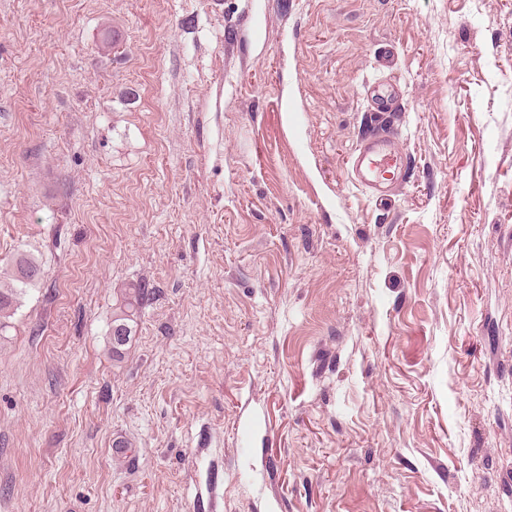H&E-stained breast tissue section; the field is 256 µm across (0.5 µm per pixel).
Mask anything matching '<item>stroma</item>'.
I'll return each instance as SVG.
<instances>
[{
  "instance_id": "stroma-1",
  "label": "stroma",
  "mask_w": 512,
  "mask_h": 512,
  "mask_svg": "<svg viewBox=\"0 0 512 512\" xmlns=\"http://www.w3.org/2000/svg\"><path fill=\"white\" fill-rule=\"evenodd\" d=\"M20 253L6 512H512V0H0ZM395 134L368 136L359 146L353 161L352 172L357 184L367 189L371 195L385 192L389 184L383 179V166L396 167ZM133 287H129L128 293H126L122 304L118 308L119 311L115 313V317L113 319V328L111 332V341H112V352H118L119 347L123 346L129 336L128 333V321H132V318L136 311L143 304V301L148 295V289L142 285H132ZM120 330L122 335L125 336L123 342L117 341L114 336L115 331ZM113 335V337H112ZM117 337V336H116ZM115 349V350H113Z\"/></svg>"
}]
</instances>
